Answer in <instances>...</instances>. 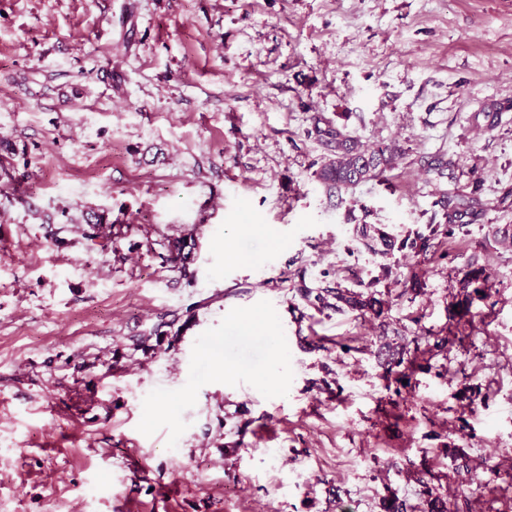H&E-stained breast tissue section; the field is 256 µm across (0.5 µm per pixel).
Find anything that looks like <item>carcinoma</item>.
I'll list each match as a JSON object with an SVG mask.
<instances>
[{
  "mask_svg": "<svg viewBox=\"0 0 512 512\" xmlns=\"http://www.w3.org/2000/svg\"><path fill=\"white\" fill-rule=\"evenodd\" d=\"M501 105L495 102L484 105L482 112L473 116L474 122L479 119L485 120V127L492 129ZM313 131L323 145L326 146L329 154L316 171L315 176L318 182L325 187L328 193L333 194L342 189L355 187L360 183L370 180H377L383 177L384 173L393 168L398 151L396 148L385 146H370L353 136L330 121H323L321 117H313ZM454 169L453 161L444 153H438L427 161L426 172L439 178L445 176V172ZM436 205L443 211V230L433 229V232H442V235L449 237L453 235L455 228L471 224L481 219L485 214V206L474 193L464 194L460 192H442L436 200ZM358 235L364 241V245L374 251L377 246L386 249H393L394 242L387 233L375 227L373 224H363L358 227ZM401 247L408 248L415 254H424L430 247V238L421 234L414 238H405L401 241ZM490 274L483 267H470L459 280L464 296V304L472 306L476 300L486 301L491 298L488 294ZM305 298H314V301L321 308L336 309L342 311L346 308L359 312L360 315L367 314L379 317L383 313V301L375 294H364L343 290L341 288H323L317 292L311 288L302 290ZM418 343V337L407 339L400 337L395 344H386L388 349L387 362L390 367H400L404 363H412V360L405 359L410 354V345ZM420 495L424 496L428 512H441L442 500L436 489L424 484L420 489Z\"/></svg>",
  "mask_w": 512,
  "mask_h": 512,
  "instance_id": "1",
  "label": "carcinoma"
}]
</instances>
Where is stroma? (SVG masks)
<instances>
[{"label": "stroma", "instance_id": "stroma-1", "mask_svg": "<svg viewBox=\"0 0 512 512\" xmlns=\"http://www.w3.org/2000/svg\"><path fill=\"white\" fill-rule=\"evenodd\" d=\"M317 115L396 167L327 196ZM457 187L486 214L427 254L357 241L429 234ZM506 234L512 0H0V512H424V482L512 512ZM335 286L389 304L301 294ZM424 327L445 347L389 387L381 337ZM357 233L364 241V245L372 251H380L382 254H387L385 251H387V249H393V245H395L394 241L392 242L387 233L375 227L373 224H362L358 227ZM378 244L385 249L380 250L376 248ZM489 282L490 274L482 266L473 267L471 265L470 269L464 273L463 277L459 280V284L460 288H462L463 293L461 295L464 296L467 312L474 300L487 301L491 298V295L487 293L488 288H491ZM469 288H472V290L468 291ZM313 298L321 308L336 309V311H344V308H348L352 311H358L359 315L366 316L369 314L376 318L383 313L384 302L376 298L375 293L365 295L362 292L341 288H322L316 292ZM330 298L336 300V304L331 303Z\"/></svg>", "mask_w": 512, "mask_h": 512}]
</instances>
